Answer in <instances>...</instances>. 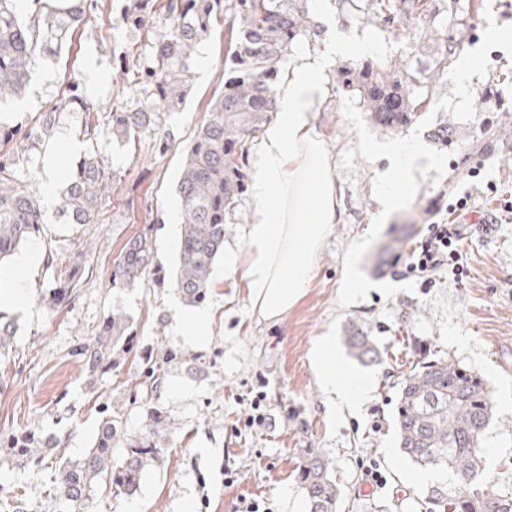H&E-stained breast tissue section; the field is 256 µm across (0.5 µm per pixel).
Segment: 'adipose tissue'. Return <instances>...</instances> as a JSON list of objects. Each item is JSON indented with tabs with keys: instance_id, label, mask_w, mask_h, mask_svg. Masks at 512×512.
<instances>
[{
	"instance_id": "1",
	"label": "adipose tissue",
	"mask_w": 512,
	"mask_h": 512,
	"mask_svg": "<svg viewBox=\"0 0 512 512\" xmlns=\"http://www.w3.org/2000/svg\"><path fill=\"white\" fill-rule=\"evenodd\" d=\"M352 50L348 41L332 39L318 51L294 57L279 86L275 118L251 146L256 174L246 254H227L224 266L238 274L253 313L269 321L283 318L299 302L312 277L313 258L341 217L315 108L325 93L326 70ZM313 359L330 403L358 406L360 397L336 373L331 337L321 338Z\"/></svg>"
}]
</instances>
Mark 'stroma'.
Wrapping results in <instances>:
<instances>
[{
    "label": "stroma",
    "instance_id": "stroma-1",
    "mask_svg": "<svg viewBox=\"0 0 512 512\" xmlns=\"http://www.w3.org/2000/svg\"><path fill=\"white\" fill-rule=\"evenodd\" d=\"M368 0H307L310 29L291 47L298 55L322 46L330 28L353 44L371 49L338 58L325 77L326 93L317 107V123L334 160L358 145L342 101L350 91L341 71L369 61L383 67L403 64L410 89L420 92L429 80L442 79V94L453 84L443 80L445 38L456 54L477 48L488 19L512 24V0H429L423 12L399 13L394 20H367ZM124 52L147 61L152 44L142 31L123 21L116 0H87L86 21L55 59L38 60L25 97L0 109V123L27 128L63 97L87 95L98 114L101 133L84 141L81 152L100 157L115 174L98 223L68 224L57 203H44L41 233L30 244L38 258L23 271L0 270V285L20 279L29 299L15 310L17 332L8 355H0V431L31 425L67 443L66 454L81 457L92 442L104 403H119L135 383L141 355L168 349L176 360L167 366L161 406L169 419L170 446L160 464L150 467L138 496L114 498L95 493L87 512H183L193 500L195 512H235L241 498L265 501L269 512H305L294 476L299 449L312 448L332 461L344 500L341 512H375L393 498H420L426 482L420 468L403 458L394 426L400 383L416 366L422 349L449 356L480 373L493 393L512 386V224L490 233L473 230L464 249L468 275L456 281L438 273L434 282L415 291L386 297L378 286L394 283L396 253L382 246L401 225L412 224L424 236L432 209L448 202L467 171L482 166L486 179L503 194L512 193V57L490 50L489 72L470 81L474 97L489 93V105H477L474 120L459 122L445 111L435 125H447L451 154L440 180L425 177L410 207L394 213L360 264L375 287L365 301L340 308L343 259L350 242L364 237L380 204L373 194L377 174L390 162L355 157L354 171L334 170L343 211L314 258V277L304 297L281 320H257L223 263L212 272L206 308L213 314L209 339L196 344L185 335L178 317L183 303L176 291L146 276L133 287L112 285L108 271L124 244L139 232L153 240L156 265L173 270L180 221L174 187L184 151L208 116V104L224 73V25L215 23L194 69L193 88L179 111L166 112L158 126L135 144L113 142L108 132L114 105L134 111L147 101V86L137 76L112 80ZM84 115L60 113L54 132L15 168L17 181L42 194L48 164L68 136L82 133ZM84 250L87 264L76 300L49 312L41 302L51 276L44 257L51 251ZM128 314L137 330L130 357L115 372L88 387L73 347L94 335L112 309ZM367 325L383 352L377 364L350 355L345 342L349 321ZM336 343V370L352 386L369 383V396L354 410H332L312 369V353L322 337ZM265 392L266 424L245 426L249 403ZM485 465L495 487H512V407L497 406L482 443ZM383 476L364 493V471ZM235 472L225 485V471Z\"/></svg>",
    "mask_w": 512,
    "mask_h": 512
}]
</instances>
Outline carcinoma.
<instances>
[{
    "instance_id": "obj_1",
    "label": "carcinoma",
    "mask_w": 512,
    "mask_h": 512,
    "mask_svg": "<svg viewBox=\"0 0 512 512\" xmlns=\"http://www.w3.org/2000/svg\"><path fill=\"white\" fill-rule=\"evenodd\" d=\"M22 15L18 0H0V104L22 95L38 58L61 54L63 38L84 20V0H33ZM156 13L165 31L153 46L145 72L150 99L137 112L112 113L110 134L121 145L159 124L160 113L179 110L192 90L200 45L210 38L215 19L227 18L224 83L209 103V116L188 146L175 191L182 213L178 261L170 276L153 264V246L146 234L130 240L110 269L112 284L133 286L148 274L168 282L189 304L204 301L211 291V273L224 253V219L245 192L250 176L249 143L276 109L274 87L279 64L288 49L309 29L304 0H157ZM342 85L359 92L360 101L378 125L398 131L417 117L432 92L411 96L402 71L387 72L363 63L340 74ZM87 106L70 94L27 130L0 125V264L36 237L44 223L39 197L14 179V169L33 144L51 136L56 115ZM113 174L96 156L77 163L60 195L58 211L70 224H94ZM46 269L51 287L41 301L55 313L78 295L85 253L49 252ZM15 323L0 313V354L12 348ZM133 322L114 309L95 335L74 349L86 375L109 373L130 353ZM345 344L362 363H376L380 349L360 321L349 323ZM170 353L147 357L139 364V389L126 398L146 414L142 431L129 434L123 412L101 408L102 417L87 452L72 459L61 452L62 440L23 427L0 435V466H16L32 476L51 479L50 502L62 512H85L95 491L115 498L141 490L147 468L159 463L169 445L166 416L158 401ZM495 404L483 377L451 357L433 358L411 370L400 391L396 428L403 456L412 463L445 474L446 481L427 490L423 512H512V489L485 488L481 441L494 416ZM296 482L307 512H338L341 490L332 463L312 448L301 449ZM17 494L0 495V512H26Z\"/></svg>"
}]
</instances>
